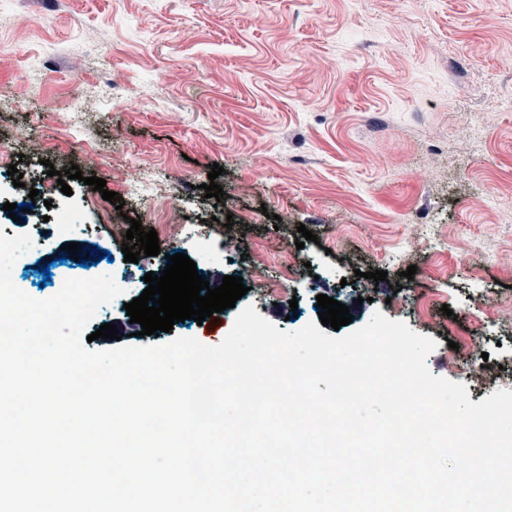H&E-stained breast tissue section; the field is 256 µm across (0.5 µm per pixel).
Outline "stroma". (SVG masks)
I'll list each match as a JSON object with an SVG mask.
<instances>
[{"instance_id":"1","label":"stroma","mask_w":512,"mask_h":512,"mask_svg":"<svg viewBox=\"0 0 512 512\" xmlns=\"http://www.w3.org/2000/svg\"><path fill=\"white\" fill-rule=\"evenodd\" d=\"M116 89L130 106L113 104ZM509 96L512 0H0V152L89 228L73 238L1 215L52 263L46 287L17 268L12 279L43 300L107 272L124 290L103 307L116 321L153 265L125 262L112 227H153V201L174 199L162 253L242 277L248 292L204 323L123 344L216 346L215 323L247 304L292 332L318 321L324 294L353 327L379 311L434 339L432 374L480 402L512 390V105L495 104ZM75 97L87 111H71ZM214 163L218 201L202 188ZM50 164L79 166L71 195ZM92 176L123 194L121 213ZM129 182L147 197L125 196ZM301 225L314 238L299 248ZM73 239L92 266L64 259ZM472 336L488 355L478 375L448 346Z\"/></svg>"}]
</instances>
